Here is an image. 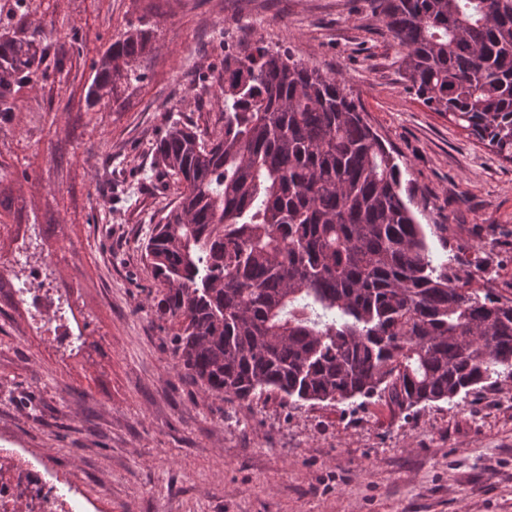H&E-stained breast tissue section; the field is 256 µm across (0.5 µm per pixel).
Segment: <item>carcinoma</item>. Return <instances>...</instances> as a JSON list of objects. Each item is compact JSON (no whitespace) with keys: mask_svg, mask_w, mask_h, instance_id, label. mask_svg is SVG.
I'll list each match as a JSON object with an SVG mask.
<instances>
[{"mask_svg":"<svg viewBox=\"0 0 512 512\" xmlns=\"http://www.w3.org/2000/svg\"><path fill=\"white\" fill-rule=\"evenodd\" d=\"M409 89L512 162V0H373ZM151 32L96 62L90 98ZM35 41L0 35V102L39 69ZM218 131L172 124L156 144L183 190L144 246L176 365L245 400L377 398L403 410L512 375V300L434 263L402 171L343 79L259 43L224 51Z\"/></svg>","mask_w":512,"mask_h":512,"instance_id":"cac0c4a2","label":"carcinoma"}]
</instances>
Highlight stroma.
<instances>
[{"instance_id": "obj_1", "label": "stroma", "mask_w": 512, "mask_h": 512, "mask_svg": "<svg viewBox=\"0 0 512 512\" xmlns=\"http://www.w3.org/2000/svg\"><path fill=\"white\" fill-rule=\"evenodd\" d=\"M371 0H0V33L35 38L37 81L0 112V435L39 450L99 512H512V376L394 413L377 399L209 396L174 365L176 324L148 301L141 247L181 191L154 144L211 129L199 96L225 47L263 41L341 76L403 171L434 260L512 298V163L408 89ZM148 24L142 80L93 101L94 62ZM86 344L26 328L11 290L29 225Z\"/></svg>"}]
</instances>
